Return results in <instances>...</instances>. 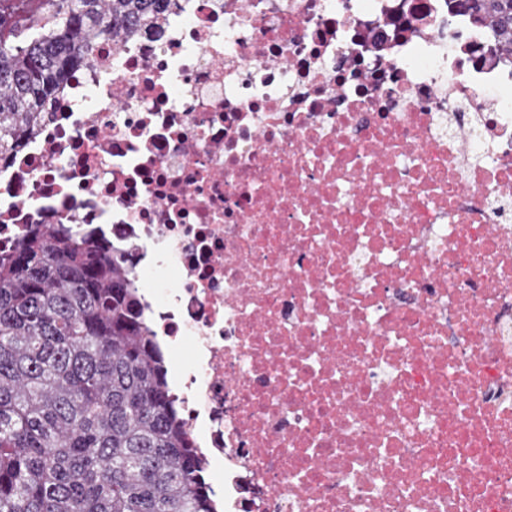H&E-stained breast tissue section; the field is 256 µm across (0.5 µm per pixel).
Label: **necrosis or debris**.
<instances>
[{
    "label": "necrosis or debris",
    "instance_id": "necrosis-or-debris-1",
    "mask_svg": "<svg viewBox=\"0 0 512 512\" xmlns=\"http://www.w3.org/2000/svg\"><path fill=\"white\" fill-rule=\"evenodd\" d=\"M446 0H183L0 157V249L131 247L224 512H512V62Z\"/></svg>",
    "mask_w": 512,
    "mask_h": 512
}]
</instances>
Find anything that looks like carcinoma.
Wrapping results in <instances>:
<instances>
[{
    "mask_svg": "<svg viewBox=\"0 0 512 512\" xmlns=\"http://www.w3.org/2000/svg\"><path fill=\"white\" fill-rule=\"evenodd\" d=\"M512 59V0H446ZM179 0H0V154L95 43L129 41ZM133 254L39 224L0 254V512H217Z\"/></svg>",
    "mask_w": 512,
    "mask_h": 512,
    "instance_id": "obj_1",
    "label": "carcinoma"
}]
</instances>
